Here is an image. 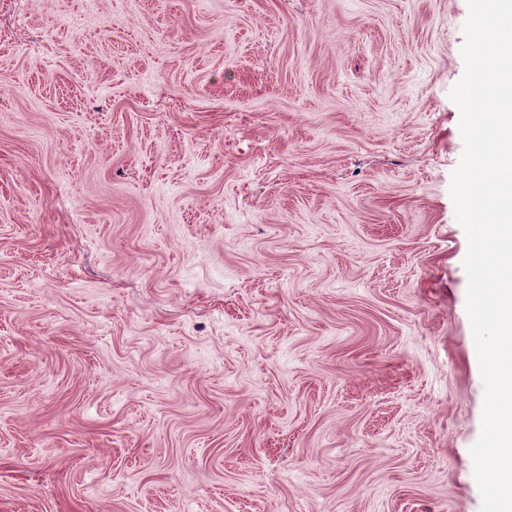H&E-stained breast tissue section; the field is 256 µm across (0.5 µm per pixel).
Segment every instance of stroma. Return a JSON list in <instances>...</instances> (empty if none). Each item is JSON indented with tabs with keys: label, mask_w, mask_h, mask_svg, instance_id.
<instances>
[{
	"label": "stroma",
	"mask_w": 512,
	"mask_h": 512,
	"mask_svg": "<svg viewBox=\"0 0 512 512\" xmlns=\"http://www.w3.org/2000/svg\"><path fill=\"white\" fill-rule=\"evenodd\" d=\"M467 17L0 0V512H480Z\"/></svg>",
	"instance_id": "35a3bbf8"
}]
</instances>
